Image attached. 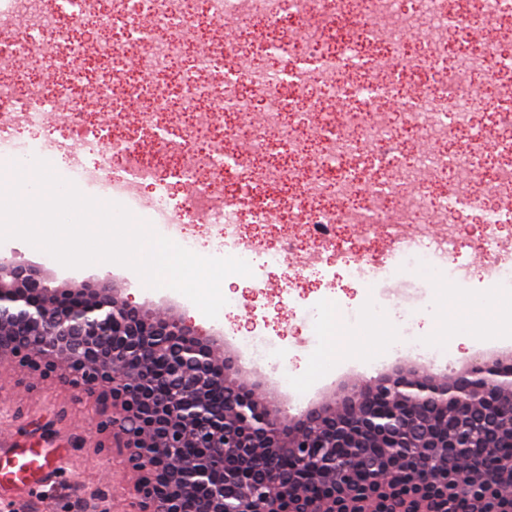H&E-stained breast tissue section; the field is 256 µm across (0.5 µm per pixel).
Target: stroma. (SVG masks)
Masks as SVG:
<instances>
[{
  "mask_svg": "<svg viewBox=\"0 0 512 512\" xmlns=\"http://www.w3.org/2000/svg\"><path fill=\"white\" fill-rule=\"evenodd\" d=\"M0 254L43 266L60 282L109 276L132 304L174 309L203 333L222 337L228 349L239 354L248 379L261 383L293 414L398 365L400 359L391 346L394 315L399 311L406 312L414 334L430 351L424 364L433 372L448 374L476 358L512 353V342H481L459 353L439 342L444 327L465 326L464 302L488 293V286L477 278L468 287L451 289L426 270L413 269L397 289L387 282L370 286L343 277L327 288L320 272L310 270L297 277L283 265L270 269L259 287L245 276L225 278L223 285L233 302L210 319L177 291L144 287L133 270L117 264L107 271L94 265L68 269L19 239L0 243ZM445 294L459 302L449 314L438 308V299ZM317 301L323 302L329 323L357 333L360 340L373 344V352L339 359L319 346L308 315L310 304ZM380 306L386 312L381 323L362 328L365 316ZM255 332L279 344L277 372L242 354L239 337ZM98 420L94 399L61 386L55 378L22 368L0 374V512H80L91 493L101 489L106 492L108 512H132L127 461L113 448L109 435L97 429ZM30 452L49 458L47 472L35 477L15 474L17 460Z\"/></svg>",
  "mask_w": 512,
  "mask_h": 512,
  "instance_id": "1",
  "label": "stroma"
}]
</instances>
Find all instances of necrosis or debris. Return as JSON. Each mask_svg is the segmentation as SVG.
Instances as JSON below:
<instances>
[{"label":"necrosis or debris","mask_w":512,"mask_h":512,"mask_svg":"<svg viewBox=\"0 0 512 512\" xmlns=\"http://www.w3.org/2000/svg\"><path fill=\"white\" fill-rule=\"evenodd\" d=\"M26 10L29 40L0 32V71L11 69L34 53L46 68L59 56L85 59L84 45L71 38L74 12L96 24L123 32L136 43L137 67L147 74L166 73L173 60L183 62L177 78L181 96H155L141 111L136 132L154 137L156 148L145 153L136 146L114 143L112 157L89 167L84 157L97 155L103 139L82 94L88 72L70 73L71 99L67 121L81 138L69 145L45 124L47 113L60 109L40 81L17 83L0 78V114L12 115L14 125L0 129V154L18 162L54 154L84 184L107 199L142 202L141 187L154 192L152 207L161 216L159 234L191 249L196 240L188 228L196 223L203 200L210 198L214 180L228 178L234 187L258 195V202L210 207V223L220 225L218 253L247 261L254 282H262L272 267L287 262L295 243L279 248L239 232L243 216L262 224L268 212L280 220L302 224L315 249L302 256V269H313L323 255L335 250L341 227L364 238L383 236L386 253L348 249L336 261L354 280L395 279L426 267L445 278L466 281L468 265L458 260L459 224L468 211L479 213L484 226V276L495 287L512 290V252L502 247L499 232L512 222V79L492 75L495 96L502 104L494 121L502 133L507 162L491 166L479 148L481 129L473 122V86L469 74L487 59L505 63L498 39L481 33L469 42L449 41L448 32L462 19L492 17L512 27V0H0V16ZM201 13L220 28L257 17L277 31L272 41L250 42L233 49L234 57L287 52L294 59L288 80L255 68L249 78L227 84L218 56L222 46L201 48L175 37L181 20ZM307 20L299 37L290 25ZM441 64L436 87L422 80L430 61ZM393 69L391 79L379 74ZM125 95L114 98L115 86ZM319 90L337 106L326 113L316 152H304L299 134L316 112L311 90ZM97 99L110 107L114 122L125 115V102L146 95L123 71L98 79ZM219 107L232 122L200 125L195 114L201 103ZM260 113L261 127L250 121ZM31 136H23V129ZM470 130L468 143L454 148L461 130ZM425 131L441 142L438 150H409L403 134ZM451 173L443 188H435V173ZM179 184L188 198L172 202L169 189ZM418 223L416 234L404 228Z\"/></svg>","instance_id":"necrosis-or-debris-1"}]
</instances>
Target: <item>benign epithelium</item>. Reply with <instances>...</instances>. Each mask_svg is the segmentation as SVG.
Returning <instances> with one entry per match:
<instances>
[{"label":"benign epithelium","mask_w":512,"mask_h":512,"mask_svg":"<svg viewBox=\"0 0 512 512\" xmlns=\"http://www.w3.org/2000/svg\"><path fill=\"white\" fill-rule=\"evenodd\" d=\"M52 280L0 256V367L98 397L139 512H448L475 491L484 512H512L511 358L399 365L290 415L179 315L129 305L109 276Z\"/></svg>","instance_id":"7a95c632"}]
</instances>
